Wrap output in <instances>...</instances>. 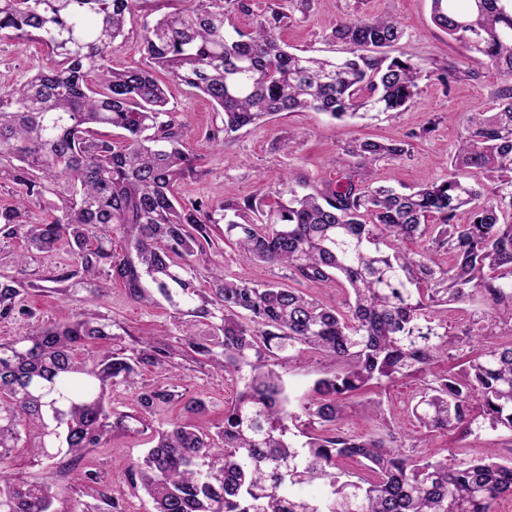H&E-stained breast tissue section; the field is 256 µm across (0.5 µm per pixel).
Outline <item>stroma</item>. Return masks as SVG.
Listing matches in <instances>:
<instances>
[{"instance_id":"35a3bbf8","label":"stroma","mask_w":512,"mask_h":512,"mask_svg":"<svg viewBox=\"0 0 512 512\" xmlns=\"http://www.w3.org/2000/svg\"><path fill=\"white\" fill-rule=\"evenodd\" d=\"M249 13L233 12L229 22L247 29L253 19L277 8L289 16L282 39L290 51L318 57L340 56L341 47L328 45L325 32L337 20L347 16L391 15L402 24L405 37L400 50L413 54L427 71L420 84L416 103L402 112L381 113L367 119L340 121L322 112H282L259 128H244L233 134L225 148H218L205 137L206 130L217 122L218 115L209 98L190 92L176 81H168L167 95L171 107L188 124L191 136L186 142L189 153L201 164L194 178L178 186L185 198L215 204L256 198L273 207L283 201L276 183L279 172L292 168L302 172L317 188L337 179L346 169L349 157L345 149L355 138H375L408 143L409 152L398 160H384L372 167L368 182L401 189L417 188L447 177L448 159L464 131L469 113L486 111L502 84L496 71L482 59L470 67L475 78H461L444 86L436 71L455 55L447 33L430 19V0H248ZM53 64L52 57L38 43L0 38V87L9 88L38 69ZM21 238L0 233V272L25 281H40L55 274L57 267L70 260L69 246L59 243L50 253H37L23 266L15 257L23 252ZM226 272L241 275L258 283H287V271L263 263H246L231 242L220 245ZM25 307L32 323L53 324L72 320L83 311H94L102 322L111 324L119 337V347L130 348L144 337L173 342L176 328L167 303L144 306L130 299L117 282L109 283L103 294L90 296L84 285L61 292L51 288L29 292ZM172 372L179 392L206 401L208 411L197 417L196 425L214 428L222 422L225 407L235 401L240 390L237 380L217 371L209 363L189 356L175 357ZM335 367L308 350L294 353L285 376L291 396L308 397L316 379L333 373ZM419 393L413 378H401L361 397L350 399L344 430L351 435L395 433L404 437L414 431L416 421L409 412ZM382 405L386 417L377 419L375 405ZM178 406H161L144 418L142 426L129 431H113L102 447L93 449L80 461L48 459L35 448L32 437L22 439L9 460L12 475L28 480L48 475L53 484L52 512H94L99 500L83 487L81 474L97 471L104 488L118 501L123 512H152L148 497L133 487L128 468L151 447L155 428L184 418ZM497 449L500 456L512 459V434L489 427L465 435L439 434L428 443L427 454L456 455L470 461Z\"/></svg>"}]
</instances>
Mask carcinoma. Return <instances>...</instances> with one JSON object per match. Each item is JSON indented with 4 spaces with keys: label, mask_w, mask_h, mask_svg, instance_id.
Segmentation results:
<instances>
[{
    "label": "carcinoma",
    "mask_w": 512,
    "mask_h": 512,
    "mask_svg": "<svg viewBox=\"0 0 512 512\" xmlns=\"http://www.w3.org/2000/svg\"><path fill=\"white\" fill-rule=\"evenodd\" d=\"M184 2L142 16L145 63L114 69L111 49L141 0H0V38L34 40L54 58L52 69L0 91V180L16 186L15 203L0 205V232L39 252L67 240L71 263L51 282L103 273L142 305L160 295L178 343L242 383L217 432L178 420L156 430V444L130 466L133 483L154 512H496L512 497V460L495 449L470 462L416 458L391 433L354 436L342 423L345 395L414 377L421 391L410 410L429 432L464 433L480 418L512 433V336L500 339L493 316L512 304V0H430L432 22L455 45L447 81L476 76L465 65L477 57L504 80L489 111L468 115L447 178L408 193L372 188L367 170L402 158L407 144L357 139L346 149L348 171L323 191H308L294 171L279 177L288 203L259 223L253 198L213 206L177 195L197 159L185 150L190 130L168 108L163 77L215 104L220 124L208 138L222 149L279 112H402L416 103L425 69L410 55L389 56L404 35L391 16L336 21L325 38L346 56L331 61L286 50L288 15L278 9L247 32L229 31L228 12L249 11L244 0ZM473 172L491 189L467 181ZM34 198L48 201L51 218L26 219ZM463 208L469 220L459 223ZM220 231L245 261L285 267L299 283L342 285L347 310L279 283L226 277ZM414 240L426 246L403 249ZM200 266L211 274L207 290L195 283ZM37 287L1 272L0 321L27 315L20 296ZM476 293L490 311L461 332L436 319V307ZM111 336L86 312L0 339V512H51L48 478L19 481L6 471L22 434L39 435L46 456L76 459L140 421L112 417L114 386L136 391L146 414L178 404L207 412L165 375L137 387L142 369L171 363L166 342L107 351L91 364L79 358L80 348ZM476 343L475 356L434 369L439 356ZM303 350L336 373L314 382V396L292 399L282 369ZM350 458L363 476L342 470ZM315 480L328 483L327 497H302L298 488Z\"/></svg>",
    "instance_id": "1"
}]
</instances>
